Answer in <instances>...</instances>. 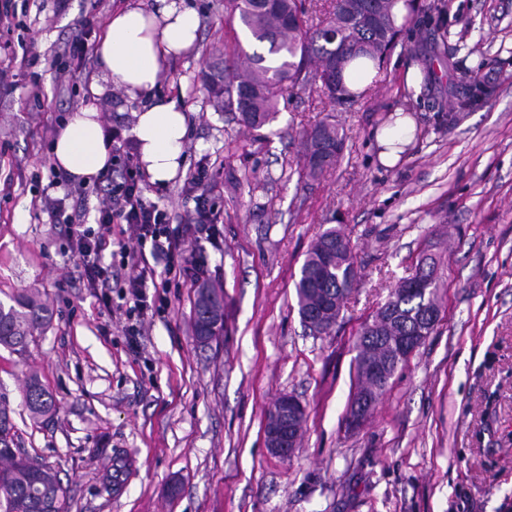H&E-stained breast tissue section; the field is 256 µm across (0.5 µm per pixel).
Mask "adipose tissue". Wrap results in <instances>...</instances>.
I'll return each instance as SVG.
<instances>
[{
    "instance_id": "ef3b65f1",
    "label": "adipose tissue",
    "mask_w": 512,
    "mask_h": 512,
    "mask_svg": "<svg viewBox=\"0 0 512 512\" xmlns=\"http://www.w3.org/2000/svg\"><path fill=\"white\" fill-rule=\"evenodd\" d=\"M196 31L194 15L179 0H157L150 13L137 7L116 11L96 50L101 80L91 84L92 94H100L106 81L132 96L153 90L168 58L190 49ZM132 134L150 182L173 179L183 163L187 137L186 114L177 101L160 98L143 107ZM52 162L69 179L82 183L110 166L112 142L96 108L72 112L58 129Z\"/></svg>"
}]
</instances>
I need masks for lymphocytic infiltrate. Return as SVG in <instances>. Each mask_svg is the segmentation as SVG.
<instances>
[{
	"instance_id": "1",
	"label": "lymphocytic infiltrate",
	"mask_w": 512,
	"mask_h": 512,
	"mask_svg": "<svg viewBox=\"0 0 512 512\" xmlns=\"http://www.w3.org/2000/svg\"><path fill=\"white\" fill-rule=\"evenodd\" d=\"M185 188L195 203L183 223L172 224L168 212L144 197L142 176L127 145L112 147V170L98 187L102 196L96 226L84 224L83 209L67 206L65 198L45 197L44 208L55 224L64 226L81 278L112 317L125 321L131 342H138L148 317L165 312L168 303L158 290L167 276L196 283L205 274L190 260L189 241L219 245L221 231L209 203L205 176L196 173ZM117 240L118 262H105L110 240ZM121 289L125 305H113V289Z\"/></svg>"
}]
</instances>
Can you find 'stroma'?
<instances>
[{"label": "stroma", "instance_id": "stroma-1", "mask_svg": "<svg viewBox=\"0 0 512 512\" xmlns=\"http://www.w3.org/2000/svg\"><path fill=\"white\" fill-rule=\"evenodd\" d=\"M431 1L444 26L400 38L366 96L334 106L310 88L255 131L215 111L204 86L224 66V0H183L198 19L195 46L136 98L114 85L91 93L96 46L113 12L156 0H32L21 28L0 30V300L35 288L50 309L27 353L0 347V400L18 448L57 471L69 512H512V0L415 4ZM82 29L70 75L63 47ZM410 70L418 84L406 83ZM452 71L480 75L493 95L450 112ZM160 96L185 109L184 163L145 195L187 215L184 183L205 171L221 230L220 247L199 253L226 302L224 334L207 346L192 335L193 290L178 280L167 313L131 345L41 206L68 190L52 183L51 150L71 112L94 106L127 138ZM328 114L344 131L341 159L300 180L302 132ZM400 114L414 131L387 167L376 135ZM231 138L245 150L227 154ZM333 227L351 242L358 285L335 329L316 335L294 282ZM425 257L444 281L440 322L365 425L348 430L356 334ZM33 373L55 402L46 419L24 405ZM281 394L305 408L289 459L264 434Z\"/></svg>", "mask_w": 512, "mask_h": 512}]
</instances>
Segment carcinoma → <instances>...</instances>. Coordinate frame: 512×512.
Masks as SVG:
<instances>
[{
    "label": "carcinoma",
    "mask_w": 512,
    "mask_h": 512,
    "mask_svg": "<svg viewBox=\"0 0 512 512\" xmlns=\"http://www.w3.org/2000/svg\"><path fill=\"white\" fill-rule=\"evenodd\" d=\"M362 1L372 14L369 21L360 11ZM400 1L408 3V13L399 23L394 8ZM236 21L266 52L246 50L234 27ZM412 21L413 0H332L330 11L316 22L307 15L304 0H224V23L232 42L224 53V73L207 84L209 98L249 130L276 118L286 91L298 93L314 86L330 101L345 103L354 97L344 80L348 66L360 60L380 68L392 51L391 43L409 30ZM490 93L475 76L452 111L468 109ZM302 139L304 153L298 170L302 178H319L336 164L344 147L343 133L328 120L304 131ZM420 272L431 278L429 297L390 292L389 305L398 316L379 310L358 333L354 395L364 399L366 412L388 387L372 375L371 368L381 365L394 376L408 362L397 353V337L414 330L423 310L440 306L444 282L437 270L420 264L415 273ZM356 283L350 241L335 228L325 230L305 255L295 283L303 322L336 323ZM47 320L48 309L36 290L15 298L8 307L0 303V346L26 351ZM191 326L201 344L224 330V294L205 281L195 288ZM24 403L35 417H50L54 411L52 397L35 375L26 382ZM13 429L10 410L1 402L0 512H68L66 490L57 473L15 448Z\"/></svg>",
    "instance_id": "cac0c4a2"
}]
</instances>
